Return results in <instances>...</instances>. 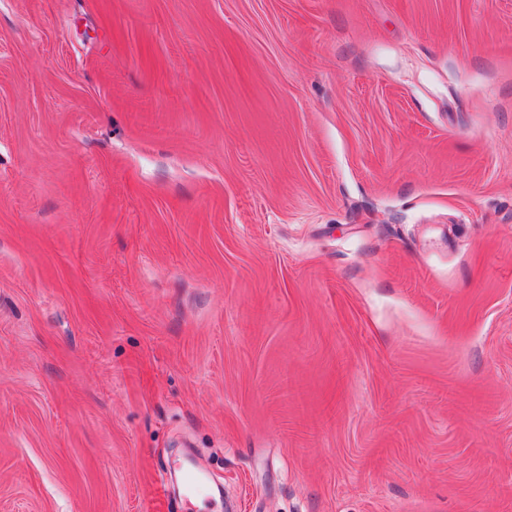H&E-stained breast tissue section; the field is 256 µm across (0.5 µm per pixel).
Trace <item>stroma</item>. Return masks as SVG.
Returning <instances> with one entry per match:
<instances>
[{"mask_svg": "<svg viewBox=\"0 0 512 512\" xmlns=\"http://www.w3.org/2000/svg\"><path fill=\"white\" fill-rule=\"evenodd\" d=\"M512 512V0H0V512Z\"/></svg>", "mask_w": 512, "mask_h": 512, "instance_id": "obj_1", "label": "stroma"}]
</instances>
